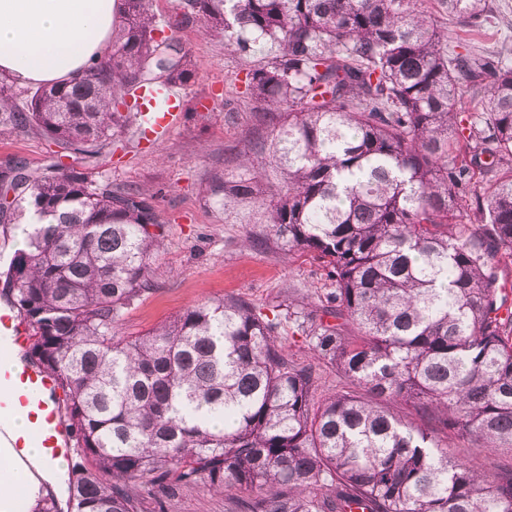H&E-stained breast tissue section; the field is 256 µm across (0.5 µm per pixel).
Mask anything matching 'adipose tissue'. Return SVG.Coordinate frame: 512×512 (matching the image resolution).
<instances>
[{"instance_id": "1", "label": "adipose tissue", "mask_w": 512, "mask_h": 512, "mask_svg": "<svg viewBox=\"0 0 512 512\" xmlns=\"http://www.w3.org/2000/svg\"><path fill=\"white\" fill-rule=\"evenodd\" d=\"M118 0H0V75L32 86L71 80L107 56ZM22 416L0 423V512H12L26 485L46 484L65 496V461L38 449L16 456L10 448Z\"/></svg>"}]
</instances>
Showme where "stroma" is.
I'll return each mask as SVG.
<instances>
[{
    "label": "stroma",
    "mask_w": 512,
    "mask_h": 512,
    "mask_svg": "<svg viewBox=\"0 0 512 512\" xmlns=\"http://www.w3.org/2000/svg\"><path fill=\"white\" fill-rule=\"evenodd\" d=\"M489 6L490 26L472 31L449 20L438 0L423 4L447 33L449 47L499 52L512 65V0H489ZM178 37L197 74L185 94L197 103V112L149 147L139 144L136 128L118 132L92 166L98 180L160 194L164 247L154 264L156 290L123 313L118 330L124 336L140 335L197 302L236 297L267 312L279 304L314 301L329 285L309 255L288 254L265 238L247 213L225 215L223 206L207 196L213 174L236 176V155L253 149L255 132L264 128L263 114L245 92L243 60L225 51L222 38L195 28L181 30ZM16 160L37 169L55 160L68 166L79 158H57L55 146L39 135L1 132L0 165ZM278 341L289 358L313 365L316 398L343 390L344 380L334 368L315 361L291 323L281 324ZM231 507V498L201 481L180 491L169 512H230Z\"/></svg>",
    "instance_id": "35a3bbf8"
}]
</instances>
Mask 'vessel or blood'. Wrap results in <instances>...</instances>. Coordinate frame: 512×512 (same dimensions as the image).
<instances>
[{
  "label": "vessel or blood",
  "instance_id": "vessel-or-blood-1",
  "mask_svg": "<svg viewBox=\"0 0 512 512\" xmlns=\"http://www.w3.org/2000/svg\"><path fill=\"white\" fill-rule=\"evenodd\" d=\"M138 104L144 123L139 128L141 137L156 141L168 135L179 123L184 107V95L180 89L168 88L164 106H157V91L141 88ZM10 382L15 391L0 399V421L14 415L26 418L28 427L18 433L11 443L17 453L26 449H41L48 460L68 456L60 418L58 401L60 390L54 376L28 362L4 367L0 365V383Z\"/></svg>",
  "mask_w": 512,
  "mask_h": 512
}]
</instances>
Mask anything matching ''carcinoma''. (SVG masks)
I'll return each instance as SVG.
<instances>
[{"mask_svg": "<svg viewBox=\"0 0 512 512\" xmlns=\"http://www.w3.org/2000/svg\"><path fill=\"white\" fill-rule=\"evenodd\" d=\"M421 2L181 0L165 19L120 0L111 52L80 78L21 100L0 79V128L91 158L135 120L139 88L195 78L177 31L260 55L245 79L270 127L268 168L243 154L208 191L332 285L309 310L205 301L121 336L123 312L154 291L158 193L73 165L0 166V223L37 218L6 259L5 302L27 361L66 398L67 512H139L137 482L167 512L200 480L235 512H512V314L497 301L512 259V66L446 50ZM440 4L471 28L492 18L488 0ZM464 87L485 111H462ZM465 208L477 227L454 223ZM284 320L353 389L315 402L312 367L277 342ZM436 432L508 459L481 474Z\"/></svg>", "mask_w": 512, "mask_h": 512, "instance_id": "cac0c4a2", "label": "carcinoma"}]
</instances>
